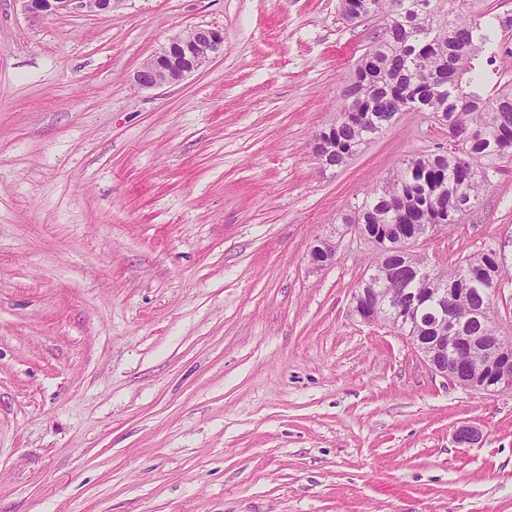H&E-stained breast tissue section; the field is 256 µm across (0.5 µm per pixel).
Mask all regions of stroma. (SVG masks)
<instances>
[{
    "instance_id": "1",
    "label": "stroma",
    "mask_w": 512,
    "mask_h": 512,
    "mask_svg": "<svg viewBox=\"0 0 512 512\" xmlns=\"http://www.w3.org/2000/svg\"><path fill=\"white\" fill-rule=\"evenodd\" d=\"M199 24L223 55L134 83ZM383 28L340 0H0V512H512V395L352 311L375 248L342 214L448 141L408 110L343 168L313 153ZM490 246L512 160L420 250ZM24 11L33 18L62 13L76 8H88L98 14L111 13L122 0H95L92 5L84 0H19ZM336 237V227L333 225L329 235L318 237L310 247V262L316 267H322L332 263L336 256V242H333V235Z\"/></svg>"
}]
</instances>
